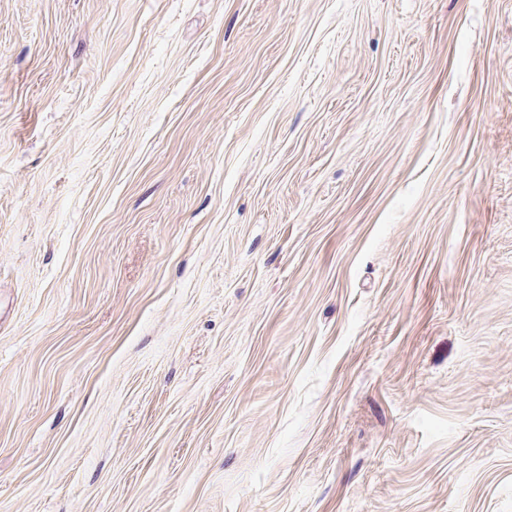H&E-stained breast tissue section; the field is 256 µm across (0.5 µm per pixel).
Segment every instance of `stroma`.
<instances>
[{
    "instance_id": "35a3bbf8",
    "label": "stroma",
    "mask_w": 512,
    "mask_h": 512,
    "mask_svg": "<svg viewBox=\"0 0 512 512\" xmlns=\"http://www.w3.org/2000/svg\"><path fill=\"white\" fill-rule=\"evenodd\" d=\"M0 512H512V0H0Z\"/></svg>"
}]
</instances>
